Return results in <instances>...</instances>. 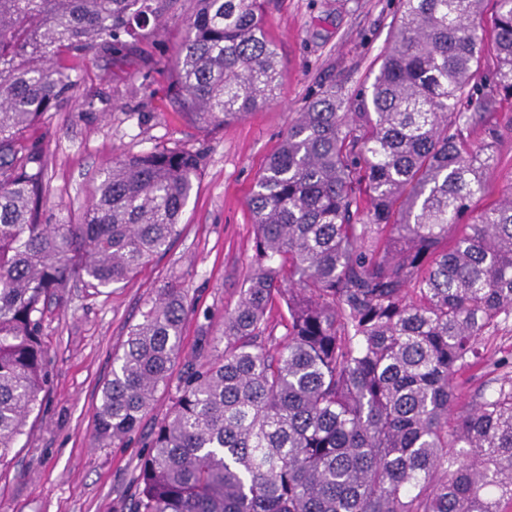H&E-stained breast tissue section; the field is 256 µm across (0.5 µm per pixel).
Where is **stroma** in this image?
Listing matches in <instances>:
<instances>
[{"label":"stroma","mask_w":512,"mask_h":512,"mask_svg":"<svg viewBox=\"0 0 512 512\" xmlns=\"http://www.w3.org/2000/svg\"><path fill=\"white\" fill-rule=\"evenodd\" d=\"M264 2L283 70L277 101L203 131L186 115L163 66L133 53L121 60L98 53L85 73L99 97L95 108L75 99L47 113L32 132L51 176L43 202L48 224L81 217L95 178L114 156L185 144L203 152L204 165L165 255L127 284L80 285L48 304L49 386L0 466V512H128L147 453L145 431L163 419L177 389L173 382L160 389L143 431L125 446L94 442L101 388L130 325L160 288L179 285L189 305L181 358L192 359L202 332L218 326L240 299L255 236L247 200L289 125L325 80L349 93L371 85L397 0Z\"/></svg>","instance_id":"35a3bbf8"}]
</instances>
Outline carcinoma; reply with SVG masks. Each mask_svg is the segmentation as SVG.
<instances>
[{
	"label": "carcinoma",
	"mask_w": 512,
	"mask_h": 512,
	"mask_svg": "<svg viewBox=\"0 0 512 512\" xmlns=\"http://www.w3.org/2000/svg\"><path fill=\"white\" fill-rule=\"evenodd\" d=\"M178 0H0V465L48 382L43 305L126 283L180 233L203 155L103 169L79 222L45 224L26 134L99 50L155 55ZM167 67L207 130L277 98L263 0H191ZM400 0L371 89L331 82L252 189L247 287L200 337L140 463L131 512H500L512 501V374L455 410L454 376L512 318V187L479 206L512 118V0ZM474 111L462 110V103ZM182 290L130 326L94 440L123 444L181 355ZM282 334H277L278 328ZM457 411L454 421L448 420Z\"/></svg>",
	"instance_id": "1"
}]
</instances>
